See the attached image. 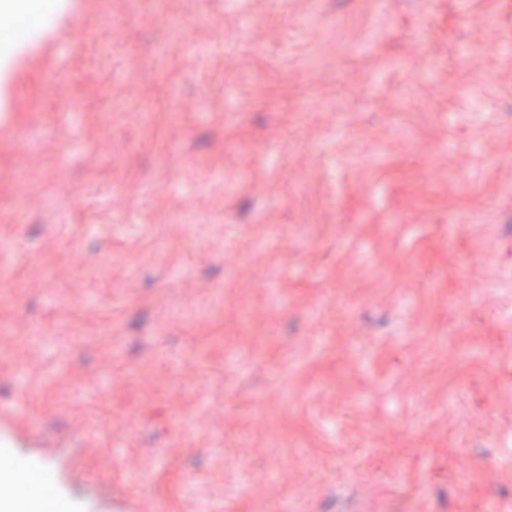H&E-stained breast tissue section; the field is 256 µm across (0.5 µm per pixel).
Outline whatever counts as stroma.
<instances>
[{
  "label": "stroma",
  "instance_id": "1",
  "mask_svg": "<svg viewBox=\"0 0 512 512\" xmlns=\"http://www.w3.org/2000/svg\"><path fill=\"white\" fill-rule=\"evenodd\" d=\"M69 3L0 85V502L512 512V0ZM18 491L23 496L34 493H42L48 496L54 492V489L43 471L32 470L28 472L26 480L20 484Z\"/></svg>",
  "mask_w": 512,
  "mask_h": 512
}]
</instances>
